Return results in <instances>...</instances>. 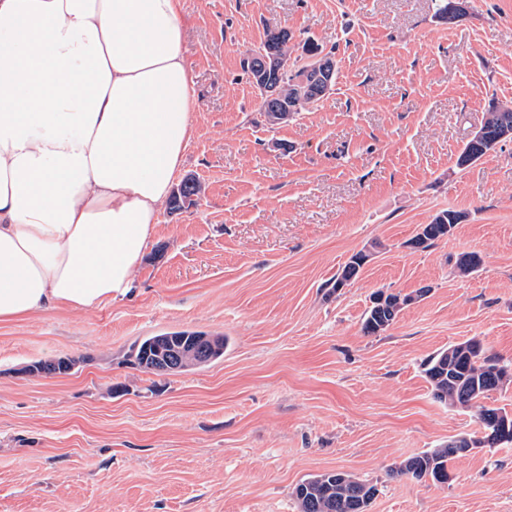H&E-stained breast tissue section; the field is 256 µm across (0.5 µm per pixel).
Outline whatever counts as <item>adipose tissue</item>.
<instances>
[{
	"mask_svg": "<svg viewBox=\"0 0 512 512\" xmlns=\"http://www.w3.org/2000/svg\"><path fill=\"white\" fill-rule=\"evenodd\" d=\"M180 0H0V320L125 296L181 172Z\"/></svg>",
	"mask_w": 512,
	"mask_h": 512,
	"instance_id": "obj_1",
	"label": "adipose tissue"
}]
</instances>
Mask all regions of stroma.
<instances>
[{"label":"stroma","mask_w":512,"mask_h":512,"mask_svg":"<svg viewBox=\"0 0 512 512\" xmlns=\"http://www.w3.org/2000/svg\"><path fill=\"white\" fill-rule=\"evenodd\" d=\"M197 107L182 178L124 297L0 322V512H299L294 487L338 470L369 512H512V444L405 459L480 432L435 399L424 363L478 339L512 365V140L462 166L491 106L512 105V0H181ZM269 28L336 57L323 102L270 125L243 69ZM466 219L426 248L421 225ZM368 256L341 291L349 259ZM480 263L459 275L458 257ZM410 295L365 334L373 293ZM227 338L223 358L158 376L126 361L165 332ZM76 359L30 377L40 360ZM177 194L173 193L169 205L171 208H181L195 204L196 199L202 193L201 184L193 178L185 179L178 187Z\"/></svg>","instance_id":"stroma-1"}]
</instances>
